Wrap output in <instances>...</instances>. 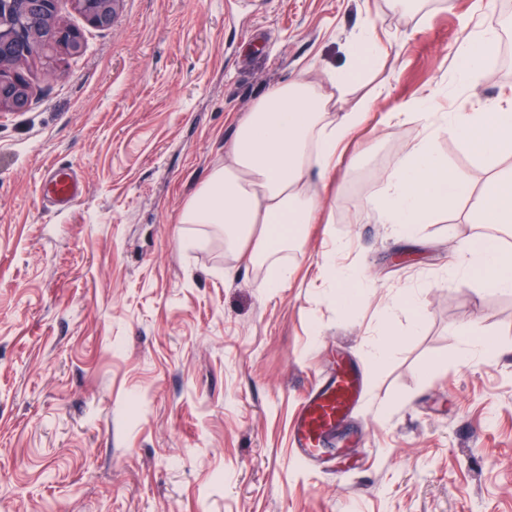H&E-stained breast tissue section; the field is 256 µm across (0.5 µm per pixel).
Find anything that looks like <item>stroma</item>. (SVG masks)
I'll return each mask as SVG.
<instances>
[{
  "label": "stroma",
  "instance_id": "1",
  "mask_svg": "<svg viewBox=\"0 0 512 512\" xmlns=\"http://www.w3.org/2000/svg\"><path fill=\"white\" fill-rule=\"evenodd\" d=\"M503 0H118L111 26L59 0L84 52L24 66L32 102L0 112V512H512V291L460 282L457 246L489 183L453 134L434 142L470 185L434 224L395 235L367 204L423 134L387 112L428 90L437 113L506 103L512 71L488 44L466 80L455 52ZM381 48L339 107L371 92L356 163L329 194L331 223L274 266L238 262L180 213L224 160L234 123L280 82ZM74 166L86 192L45 206L39 180ZM192 237L195 248H180ZM369 288L343 309L322 255ZM414 293L418 314L381 309ZM478 323L495 360L467 353ZM396 341L365 360L383 332ZM362 379L335 462L292 449L308 390L337 360Z\"/></svg>",
  "mask_w": 512,
  "mask_h": 512
}]
</instances>
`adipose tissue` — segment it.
<instances>
[{"label": "adipose tissue", "instance_id": "obj_1", "mask_svg": "<svg viewBox=\"0 0 512 512\" xmlns=\"http://www.w3.org/2000/svg\"><path fill=\"white\" fill-rule=\"evenodd\" d=\"M344 68L329 73L328 85L301 78L279 84L255 101L234 129L223 164L214 166L181 214L185 224H216L224 248L256 265L276 263L301 249L302 227L324 213V192L334 181L351 135L374 106L373 99L340 112L336 95L351 83ZM433 95L411 105L428 129L398 161L383 191L370 199L381 223L402 236L435 223L450 203L468 191L434 149L435 138L451 132L486 160L512 153V108L454 112L448 122L433 120ZM493 199L479 200L472 216L483 231L461 248L463 277L488 287L512 290V253L502 246L512 227V170L493 176Z\"/></svg>", "mask_w": 512, "mask_h": 512}]
</instances>
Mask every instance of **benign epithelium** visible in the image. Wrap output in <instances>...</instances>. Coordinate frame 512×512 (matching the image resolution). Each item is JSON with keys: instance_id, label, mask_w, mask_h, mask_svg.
Instances as JSON below:
<instances>
[{"instance_id": "1", "label": "benign epithelium", "mask_w": 512, "mask_h": 512, "mask_svg": "<svg viewBox=\"0 0 512 512\" xmlns=\"http://www.w3.org/2000/svg\"><path fill=\"white\" fill-rule=\"evenodd\" d=\"M78 10L97 27H109L116 0H75ZM58 0H0V111L22 112L31 102L29 81L22 71L28 49L40 45L45 50L61 48L71 57L84 51L81 34L59 25L36 29L30 13L40 18L57 14Z\"/></svg>"}]
</instances>
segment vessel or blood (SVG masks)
<instances>
[{
  "mask_svg": "<svg viewBox=\"0 0 512 512\" xmlns=\"http://www.w3.org/2000/svg\"><path fill=\"white\" fill-rule=\"evenodd\" d=\"M40 189L49 201L67 207L82 196L84 183L75 169L53 166L44 172ZM359 396V374L349 365L341 366L314 389L295 424L294 442L298 453L309 459L319 457L326 436L336 429Z\"/></svg>",
  "mask_w": 512,
  "mask_h": 512,
  "instance_id": "obj_1",
  "label": "vessel or blood"
}]
</instances>
